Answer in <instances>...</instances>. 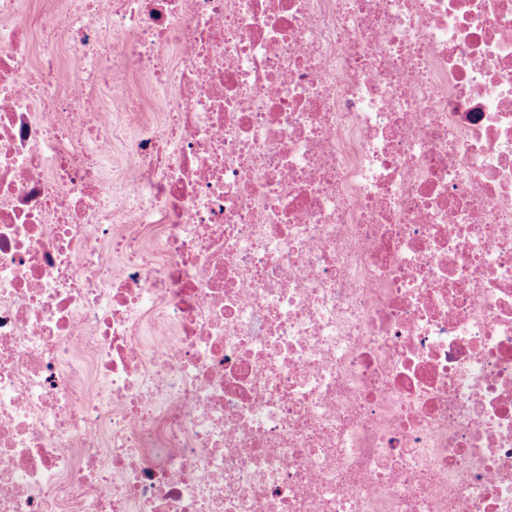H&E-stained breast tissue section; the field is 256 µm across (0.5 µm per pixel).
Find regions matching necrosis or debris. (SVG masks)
<instances>
[{"label": "necrosis or debris", "mask_w": 512, "mask_h": 512, "mask_svg": "<svg viewBox=\"0 0 512 512\" xmlns=\"http://www.w3.org/2000/svg\"><path fill=\"white\" fill-rule=\"evenodd\" d=\"M0 512H512V0H0Z\"/></svg>", "instance_id": "obj_1"}]
</instances>
